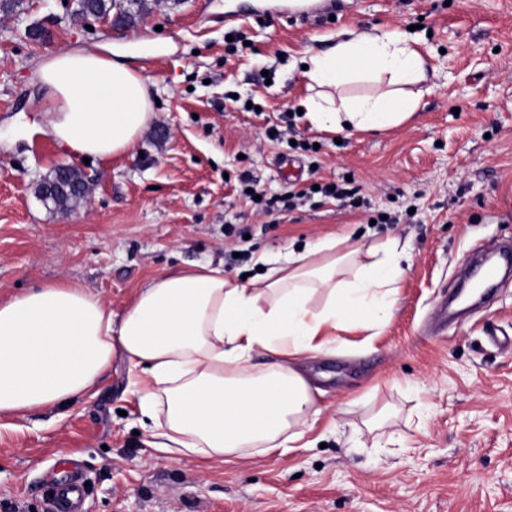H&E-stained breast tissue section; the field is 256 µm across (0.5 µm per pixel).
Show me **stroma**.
Instances as JSON below:
<instances>
[{"label":"stroma","instance_id":"obj_1","mask_svg":"<svg viewBox=\"0 0 512 512\" xmlns=\"http://www.w3.org/2000/svg\"><path fill=\"white\" fill-rule=\"evenodd\" d=\"M73 0H25L0 14V299L73 281L119 313L147 277L195 262L257 275L260 254L325 237L409 256L388 320L339 334L300 367L323 413L284 455L205 462L155 448L114 356L96 396L0 422V512H45L40 486L62 458L89 482L83 512H512V280L443 320L474 249L512 243V0H345L313 15L269 16L256 0H159L134 26L74 24ZM44 28V39L28 37ZM413 31L428 63L409 122L336 140L298 113L305 50L346 28ZM159 99L136 156H71L41 133L42 57L103 41ZM289 117L294 142L268 128ZM80 168L86 203L61 214L36 193L57 165ZM251 174L274 200L349 183L369 206L313 195L257 212ZM394 216L391 224L379 215ZM384 414L382 427L365 420Z\"/></svg>","mask_w":512,"mask_h":512}]
</instances>
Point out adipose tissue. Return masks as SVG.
Listing matches in <instances>:
<instances>
[{
	"instance_id": "1",
	"label": "adipose tissue",
	"mask_w": 512,
	"mask_h": 512,
	"mask_svg": "<svg viewBox=\"0 0 512 512\" xmlns=\"http://www.w3.org/2000/svg\"><path fill=\"white\" fill-rule=\"evenodd\" d=\"M302 62L303 117L335 134L404 124L427 79L425 59L400 31L345 30ZM38 76L50 92L46 128L71 154H130L154 118L146 81L116 60L111 42L50 53ZM367 80L383 91L351 94ZM402 258L391 241L363 256L347 239L326 238L260 256L266 272L246 281L208 262L154 276L119 314L73 283L0 300V418L66 408L98 389L119 354L161 448L220 459L294 448L322 413L298 359L329 350L331 330L346 321L382 322ZM262 351L279 360L254 369Z\"/></svg>"
}]
</instances>
